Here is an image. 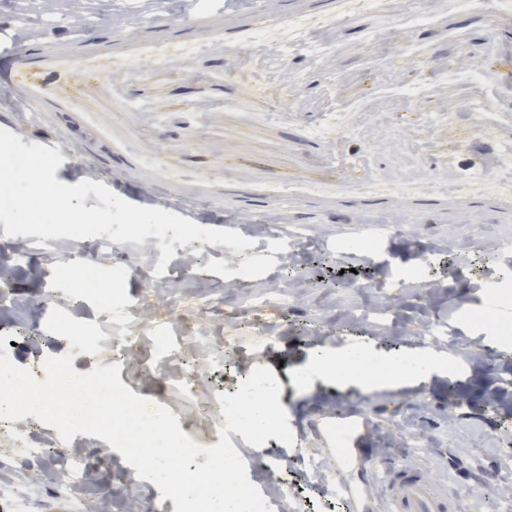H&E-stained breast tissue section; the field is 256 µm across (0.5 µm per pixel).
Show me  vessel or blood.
Instances as JSON below:
<instances>
[{"mask_svg":"<svg viewBox=\"0 0 512 512\" xmlns=\"http://www.w3.org/2000/svg\"><path fill=\"white\" fill-rule=\"evenodd\" d=\"M331 429L347 430L360 438L365 423L356 409L342 410L330 419ZM384 479L388 486L390 512H461L459 499L447 489L411 470L389 469Z\"/></svg>","mask_w":512,"mask_h":512,"instance_id":"obj_1","label":"vessel or blood"}]
</instances>
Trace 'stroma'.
I'll return each instance as SVG.
<instances>
[{"instance_id": "obj_1", "label": "stroma", "mask_w": 512, "mask_h": 512, "mask_svg": "<svg viewBox=\"0 0 512 512\" xmlns=\"http://www.w3.org/2000/svg\"><path fill=\"white\" fill-rule=\"evenodd\" d=\"M429 20L406 19L403 0L378 11H347L343 0H223L213 11L198 0H68V21L49 30L54 0H0V30L24 28L20 45L31 82L0 99V128L29 145L57 144L67 153L58 181L88 179L118 189L124 200L191 215L197 224L233 226L254 247L228 263L211 247L192 269L179 258L166 266L177 290L154 303L152 317L182 339L180 354L155 367L150 334L136 328L137 360L122 363L120 380L134 394L166 406L202 446L214 445L225 420L209 408L254 366L271 369L279 402L295 437L261 447L238 433L249 481L261 494L286 491L274 512H350L338 484L364 494L363 512H386L383 466L407 467L458 495L462 512H512V341L497 325H512V249L488 259L487 242H512V12L495 0H427ZM292 15H323L322 56L299 51L270 65L262 38ZM252 43L251 52L236 47ZM487 66L477 83H442L448 68ZM420 88L433 123L396 126L412 105L403 84ZM479 104L487 138L472 136L470 104ZM336 106L339 134L315 138L313 126ZM488 174L490 192L472 179ZM278 214L265 236L253 220ZM311 226L292 264L278 258L296 225ZM374 241L372 253L362 245ZM90 264L96 285L111 291L112 271L128 268L119 289L138 305L152 284L151 259L135 242L98 255H27L0 279V328L11 334L13 362L37 369L70 351L68 339L31 333L15 299L49 295L74 319L97 321V300L79 298L70 263ZM404 278L401 293L390 281ZM391 298V320L355 319L362 300L354 281ZM283 300L254 307L257 287ZM223 346L192 400L174 377L207 357L202 337ZM359 353L380 364L431 359L421 376L400 374L362 391L340 380L337 364ZM344 407L361 409L368 427L366 459L349 463L326 420ZM85 454L100 469L120 467V485L94 482L83 494L125 512L130 493L155 497V512H175L151 481L138 478L120 453ZM0 483L25 477L39 504L55 512L64 492H43L38 471L21 449ZM274 457L275 470L263 462Z\"/></svg>"}]
</instances>
